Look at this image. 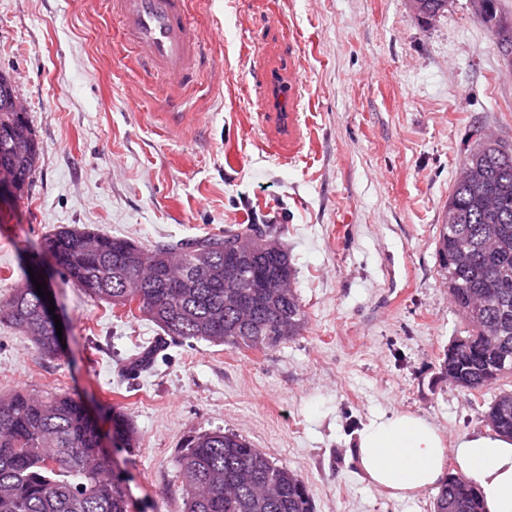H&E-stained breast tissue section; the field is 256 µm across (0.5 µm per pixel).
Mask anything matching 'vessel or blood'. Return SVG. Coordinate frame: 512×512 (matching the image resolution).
Here are the masks:
<instances>
[{"label":"vessel or blood","instance_id":"vessel-or-blood-1","mask_svg":"<svg viewBox=\"0 0 512 512\" xmlns=\"http://www.w3.org/2000/svg\"><path fill=\"white\" fill-rule=\"evenodd\" d=\"M109 5L140 69L163 76L175 95L193 82L201 69L203 38L190 22L189 0H109ZM259 80L274 93L272 107L294 119L297 82H281L269 71Z\"/></svg>","mask_w":512,"mask_h":512}]
</instances>
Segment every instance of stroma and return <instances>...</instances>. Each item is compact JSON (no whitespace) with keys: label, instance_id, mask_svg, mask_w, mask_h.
Returning <instances> with one entry per match:
<instances>
[{"label":"stroma","instance_id":"1","mask_svg":"<svg viewBox=\"0 0 512 512\" xmlns=\"http://www.w3.org/2000/svg\"><path fill=\"white\" fill-rule=\"evenodd\" d=\"M203 70L173 100L132 67L108 0H0V72L13 74L42 152L28 193L0 204V300L45 236L85 226L145 246L279 224L307 313L268 351L162 345L140 313L97 302L54 265L68 332L43 357L0 324V395L67 393L99 421L139 512H181L176 456L221 429L301 475L314 512H431L358 468V432L414 412L449 440L488 430L495 392L441 370L466 325L437 245L475 129L512 150V59L471 0L421 21L407 0H191ZM303 83L295 126L263 111L256 65ZM186 113L183 124L171 112ZM138 446H113L109 416Z\"/></svg>","mask_w":512,"mask_h":512}]
</instances>
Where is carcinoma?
<instances>
[{"instance_id": "carcinoma-1", "label": "carcinoma", "mask_w": 512, "mask_h": 512, "mask_svg": "<svg viewBox=\"0 0 512 512\" xmlns=\"http://www.w3.org/2000/svg\"><path fill=\"white\" fill-rule=\"evenodd\" d=\"M41 146L27 113L0 98V169L24 194L33 182ZM464 177L448 197L438 257L448 295L466 322L442 361L448 381L466 390L492 388L512 377V154L480 142L465 159ZM274 224H245L222 234L151 248L87 227L64 226L46 236L43 259L97 302L137 305L174 341L204 340L234 349L271 350L301 335L307 314L293 287V270ZM254 251L241 281L270 271L272 288L257 289L249 317L229 305L239 292L227 248ZM28 268L0 302V323L24 332L48 358L65 356ZM156 348L130 358V372L147 368ZM484 418L512 437V389L494 396ZM112 433L129 448L136 432L112 412ZM182 512H313L304 480L232 433L212 430L189 438L176 458ZM0 512H136L135 503L103 447L100 429L79 399L39 398L17 391L0 396ZM432 512H483L479 493L459 474H448Z\"/></svg>"}]
</instances>
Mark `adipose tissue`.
<instances>
[{
	"instance_id": "adipose-tissue-1",
	"label": "adipose tissue",
	"mask_w": 512,
	"mask_h": 512,
	"mask_svg": "<svg viewBox=\"0 0 512 512\" xmlns=\"http://www.w3.org/2000/svg\"><path fill=\"white\" fill-rule=\"evenodd\" d=\"M355 455L372 485L411 498L439 484L447 460L477 487L486 512H512V439L492 431L447 441L427 419L405 412L365 425Z\"/></svg>"
}]
</instances>
